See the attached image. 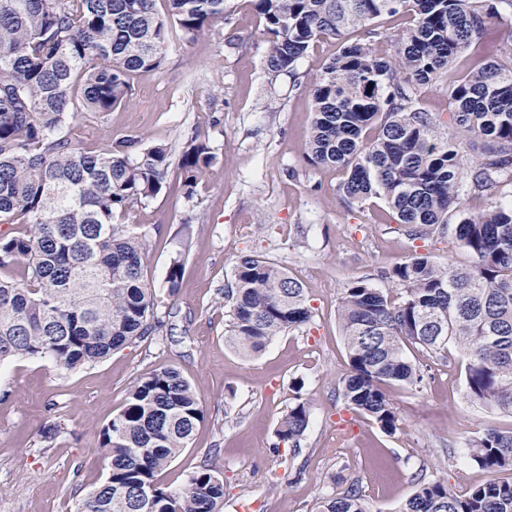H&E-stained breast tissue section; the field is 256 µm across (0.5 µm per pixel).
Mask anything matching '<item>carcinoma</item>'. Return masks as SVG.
<instances>
[{
	"mask_svg": "<svg viewBox=\"0 0 512 512\" xmlns=\"http://www.w3.org/2000/svg\"><path fill=\"white\" fill-rule=\"evenodd\" d=\"M0 0V362L49 357L64 370L97 362L159 334V299L145 275L146 231L116 216L142 207L165 186L172 165L163 145L132 136L100 150L82 147V112L106 113L132 96L131 79L162 68L172 28L192 42L232 15L235 0ZM270 36L271 79L295 76L322 38L336 54L311 84L308 164L346 175L347 208L371 198L415 241L450 237L471 258L439 266L415 253L387 278L391 295L353 279L338 317L350 372L340 379L346 405L382 432L397 430L385 387L418 390L424 370L406 348L466 361L470 400L512 415V55L477 70L457 57L512 11L489 0H249ZM407 16L391 34L384 17ZM395 43L384 57L377 42ZM450 81L447 112L418 107L427 87ZM219 161L194 133L178 160L190 198ZM502 196L479 212L466 198L490 188ZM182 264L165 284L173 297ZM224 343L243 357L312 319L303 284L253 255L236 264ZM204 420L190 383L175 367L154 371L128 392L99 434L105 480L76 512H216L224 482L209 470L169 491L159 471L185 448ZM310 404L297 402L279 422L278 440L298 447ZM471 464L490 479L464 492L419 470L397 512H512V429L488 428L471 440ZM155 485L140 503L135 489ZM319 512H373L353 480L323 498Z\"/></svg>",
	"mask_w": 512,
	"mask_h": 512,
	"instance_id": "1",
	"label": "carcinoma"
}]
</instances>
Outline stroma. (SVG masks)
Masks as SVG:
<instances>
[{"instance_id":"1","label":"stroma","mask_w":512,"mask_h":512,"mask_svg":"<svg viewBox=\"0 0 512 512\" xmlns=\"http://www.w3.org/2000/svg\"><path fill=\"white\" fill-rule=\"evenodd\" d=\"M337 48L320 40L296 77L270 81L263 27L247 0H237L229 23L192 43L172 38L159 73L133 76L129 104L80 114L91 150L138 135L177 156L196 131L221 160L193 198L174 170L166 190L124 218L147 230L145 272L165 334L74 371L48 357L0 364V512H76L106 475L100 429L141 376L170 366L188 379L205 417L157 481L176 489L192 471L211 469L224 480L221 512H318L323 497L353 478L373 512H397L417 470L459 491L485 481L468 461V444L484 427H512V416L471 401L457 364L412 351L425 380L418 391L390 388L399 411L391 435L341 396L349 366L337 309L350 279L367 276L391 292L383 272L413 253L442 266L469 256L444 239L425 245L394 232L383 204L347 209L337 191L342 172L305 162L309 84ZM510 52L512 30L493 26L460 65ZM245 255L269 258L301 281L312 310L307 325L254 358L224 344V290ZM177 259L184 273L171 297L165 278ZM299 397L310 404V423L292 448L275 430Z\"/></svg>"}]
</instances>
